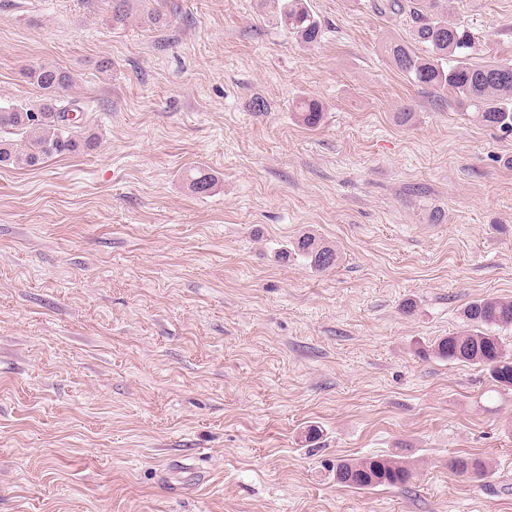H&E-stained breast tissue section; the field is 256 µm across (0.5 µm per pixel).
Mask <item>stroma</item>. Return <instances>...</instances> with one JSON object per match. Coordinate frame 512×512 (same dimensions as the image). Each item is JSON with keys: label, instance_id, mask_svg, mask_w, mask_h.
Listing matches in <instances>:
<instances>
[{"label": "stroma", "instance_id": "1", "mask_svg": "<svg viewBox=\"0 0 512 512\" xmlns=\"http://www.w3.org/2000/svg\"><path fill=\"white\" fill-rule=\"evenodd\" d=\"M310 4L302 46L272 0H163L161 29L0 0V107L40 99L28 66L63 68L97 142L0 168V512H512V390L417 353L512 299V132L389 62L403 16ZM448 18L475 61H512V0ZM308 231L335 269L282 259ZM395 451L402 489L322 467ZM468 453L492 477L450 469ZM299 120L308 127L317 126L322 118V106L315 99L302 98L294 104Z\"/></svg>", "mask_w": 512, "mask_h": 512}]
</instances>
